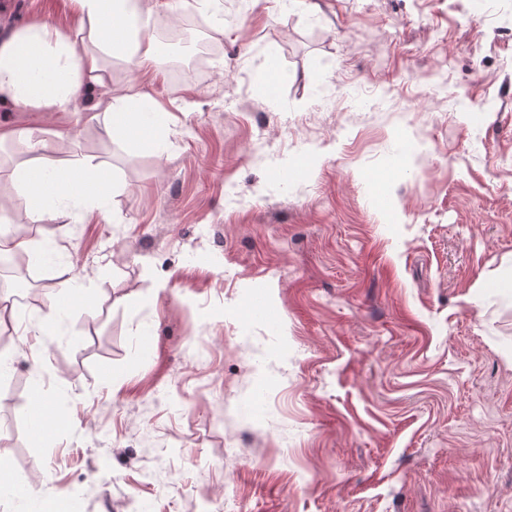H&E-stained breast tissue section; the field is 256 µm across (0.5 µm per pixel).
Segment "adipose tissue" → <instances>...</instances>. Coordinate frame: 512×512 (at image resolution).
Instances as JSON below:
<instances>
[{
	"mask_svg": "<svg viewBox=\"0 0 512 512\" xmlns=\"http://www.w3.org/2000/svg\"><path fill=\"white\" fill-rule=\"evenodd\" d=\"M81 27L90 46L76 48L74 41L57 30L35 26L16 33L0 44V100L34 110H68L82 88L106 87L112 73L105 59H120L137 68L154 67L164 61L160 48L144 38L142 17L158 7L178 13L180 0H76ZM103 114L101 130L106 138L134 139L136 130L146 128L151 153L163 157L168 151L165 131L168 116L151 104L145 95L131 91L113 92L97 101ZM31 154L17 166L13 182L23 190L22 217L28 223H67L76 212L101 208L114 194L116 185L107 168L82 161L66 168L44 162L42 155L51 144L30 131H19Z\"/></svg>",
	"mask_w": 512,
	"mask_h": 512,
	"instance_id": "ef3b65f1",
	"label": "adipose tissue"
}]
</instances>
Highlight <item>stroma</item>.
Wrapping results in <instances>:
<instances>
[{
    "label": "stroma",
    "instance_id": "stroma-1",
    "mask_svg": "<svg viewBox=\"0 0 512 512\" xmlns=\"http://www.w3.org/2000/svg\"><path fill=\"white\" fill-rule=\"evenodd\" d=\"M7 2L0 42L79 31L72 0ZM213 9L201 68L111 63L168 113L165 158L101 137L102 89L0 103L118 186L29 227L42 280L91 290L51 335L13 304L0 480L31 493L0 512H512V0ZM35 390L72 419L38 440Z\"/></svg>",
    "mask_w": 512,
    "mask_h": 512
}]
</instances>
